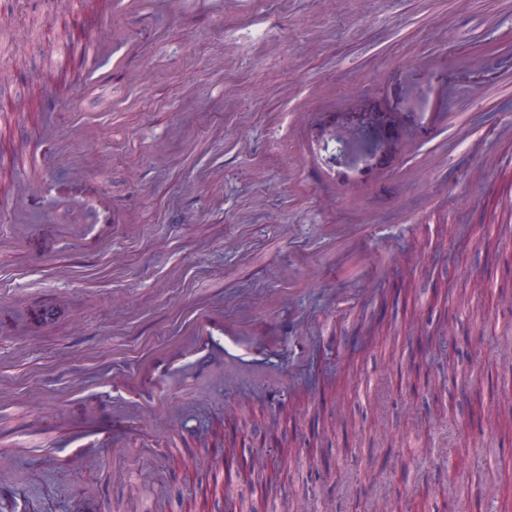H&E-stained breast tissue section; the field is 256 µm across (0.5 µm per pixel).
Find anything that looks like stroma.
<instances>
[{
    "instance_id": "35a3bbf8",
    "label": "stroma",
    "mask_w": 512,
    "mask_h": 512,
    "mask_svg": "<svg viewBox=\"0 0 512 512\" xmlns=\"http://www.w3.org/2000/svg\"><path fill=\"white\" fill-rule=\"evenodd\" d=\"M28 3L0 5V99L19 117L5 148L62 161L21 210L0 200V439L19 447L0 512H191L219 429L245 459L311 440L268 512L328 498L335 512H512L498 472L512 463V302L479 240L512 252V223L494 221L512 163V7L152 0L117 18L126 53L119 68L99 60L104 93H82L77 70L59 97L46 7ZM429 79L448 89L437 135L408 105ZM33 94L54 110L32 116ZM319 101L330 116L307 165L295 125ZM324 167L359 179L331 193ZM199 306L282 338L261 355L282 390L226 375L217 334L211 357L159 363L155 418L113 419L114 353L172 343ZM442 325L474 355L421 364L410 389L407 366ZM301 356L320 382L298 394ZM88 382L92 404L67 400ZM88 428L102 452L61 468ZM325 461L327 491H308Z\"/></svg>"
}]
</instances>
